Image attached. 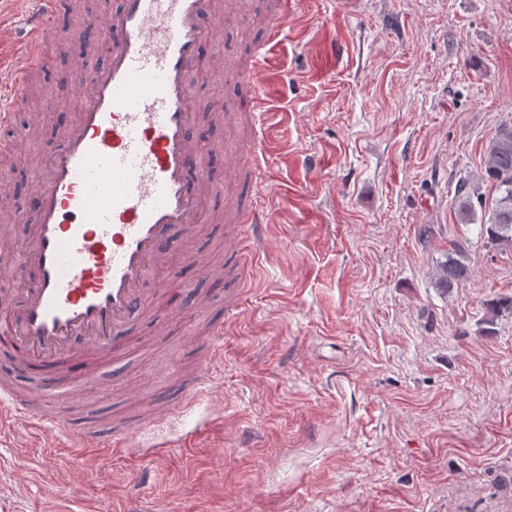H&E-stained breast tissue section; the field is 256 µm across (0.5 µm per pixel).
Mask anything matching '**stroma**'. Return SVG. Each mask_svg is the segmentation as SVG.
<instances>
[{"label":"stroma","instance_id":"35a3bbf8","mask_svg":"<svg viewBox=\"0 0 512 512\" xmlns=\"http://www.w3.org/2000/svg\"><path fill=\"white\" fill-rule=\"evenodd\" d=\"M238 8L203 59L246 58L261 39L269 0ZM285 28L270 91L288 125L270 129L257 176L265 247L242 279L183 269L212 319L227 289L241 298L209 387L153 432L147 457L51 460L50 432H5L7 512H512V315L488 307L512 295V246L487 247L455 194L467 185L490 214L487 147L512 120V0H298ZM74 70L47 46L21 106L41 135L0 165L10 207L26 204L32 155L74 118L56 88ZM244 96L203 70L198 111L238 120L204 118L196 136L236 148ZM458 243L471 274L445 292L436 268ZM176 250L223 263V224ZM176 302L162 292L124 353L85 360L67 401L77 427L148 418L173 364L203 363Z\"/></svg>","mask_w":512,"mask_h":512}]
</instances>
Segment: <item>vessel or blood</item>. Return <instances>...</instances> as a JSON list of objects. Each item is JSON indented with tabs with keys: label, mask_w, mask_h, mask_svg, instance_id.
Segmentation results:
<instances>
[{
	"label": "vessel or blood",
	"mask_w": 512,
	"mask_h": 512,
	"mask_svg": "<svg viewBox=\"0 0 512 512\" xmlns=\"http://www.w3.org/2000/svg\"><path fill=\"white\" fill-rule=\"evenodd\" d=\"M65 4L0 0V17L21 23L9 53L0 54L1 153L17 148L9 136L15 110L41 73L48 45L64 52L83 40L105 55L99 65L78 63L76 82L61 88L76 98L77 112L58 147L35 158L30 208L0 212V274L18 287L0 347L13 353L16 367L47 372L45 388L59 398L74 382L70 367L77 358L112 355L119 329L133 314L148 312L149 283L161 288L179 281L185 264L196 265L202 276L212 274L194 252L173 262L171 248L211 220L212 201L222 191L191 132L200 121L201 47L228 15L217 0H119L114 10L67 32L55 23ZM296 4L274 0L250 58L214 65L225 80L246 89L251 135L237 154L254 169L265 162L261 136L270 115L263 78ZM226 208L228 255L234 258L243 240L259 246L267 216L237 193L228 196ZM192 314L208 336L210 360L221 358L223 321L212 320L201 303ZM208 380L204 371L179 375L176 401L157 419L189 407ZM0 422L47 430L62 440L75 430L66 407L36 408L7 374L0 375ZM144 428L141 421L109 427L98 436L103 455L125 452Z\"/></svg>",
	"instance_id": "obj_1"
}]
</instances>
